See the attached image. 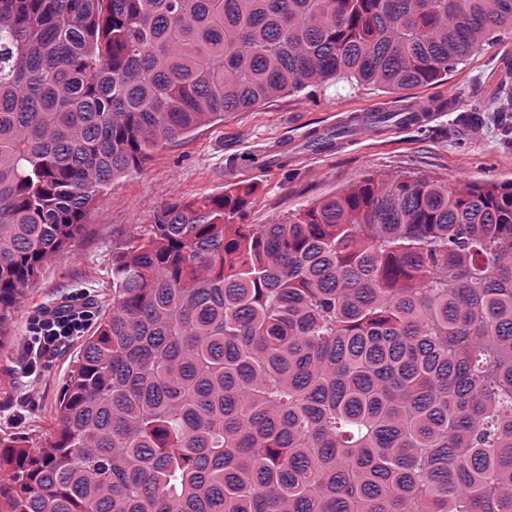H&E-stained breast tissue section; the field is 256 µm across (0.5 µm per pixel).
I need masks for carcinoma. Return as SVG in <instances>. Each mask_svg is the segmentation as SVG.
<instances>
[{
    "mask_svg": "<svg viewBox=\"0 0 512 512\" xmlns=\"http://www.w3.org/2000/svg\"><path fill=\"white\" fill-rule=\"evenodd\" d=\"M512 0H0V347L117 176L333 80L443 81ZM174 201L0 512H512V181L370 175L277 224Z\"/></svg>",
    "mask_w": 512,
    "mask_h": 512,
    "instance_id": "cac0c4a2",
    "label": "carcinoma"
}]
</instances>
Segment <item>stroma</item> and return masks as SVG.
Segmentation results:
<instances>
[{
	"mask_svg": "<svg viewBox=\"0 0 512 512\" xmlns=\"http://www.w3.org/2000/svg\"><path fill=\"white\" fill-rule=\"evenodd\" d=\"M507 95L512 97V34L437 84L388 94L340 80L228 113L159 151L142 169L112 181L86 215L85 234L45 266L40 285L12 317L11 337L0 350V434L33 447L49 439L56 403L79 351L78 342H70L38 375L22 376L17 365L30 317L79 290L103 304L112 293L113 249L168 203L218 194L249 180L257 189L247 223L273 224L370 174L390 181H512V136L504 137L495 111ZM419 102L440 106L426 125L347 138L322 155L307 148L314 132L341 126L352 111H391ZM284 142L293 146L297 161L283 167L255 165L263 151Z\"/></svg>",
	"mask_w": 512,
	"mask_h": 512,
	"instance_id": "35a3bbf8",
	"label": "stroma"
}]
</instances>
